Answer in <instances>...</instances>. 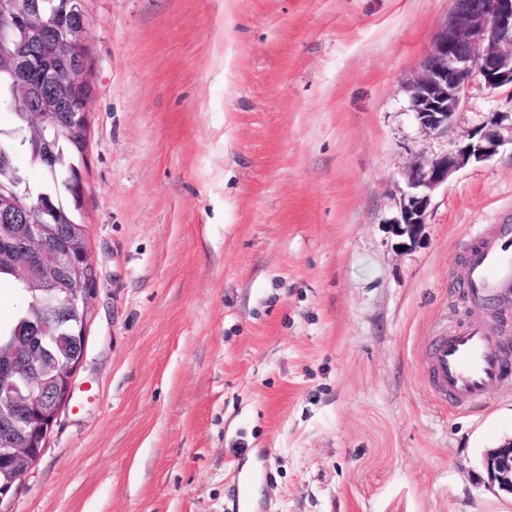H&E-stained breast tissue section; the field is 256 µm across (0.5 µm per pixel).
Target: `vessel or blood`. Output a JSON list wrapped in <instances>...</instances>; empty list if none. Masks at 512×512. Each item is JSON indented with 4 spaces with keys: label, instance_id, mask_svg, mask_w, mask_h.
I'll return each mask as SVG.
<instances>
[{
    "label": "vessel or blood",
    "instance_id": "1",
    "mask_svg": "<svg viewBox=\"0 0 512 512\" xmlns=\"http://www.w3.org/2000/svg\"><path fill=\"white\" fill-rule=\"evenodd\" d=\"M464 288L473 316L436 337L428 357L432 387L453 409L486 398L506 372L505 356L482 314L493 306H512V224H487L473 232Z\"/></svg>",
    "mask_w": 512,
    "mask_h": 512
}]
</instances>
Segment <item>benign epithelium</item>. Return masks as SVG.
I'll list each match as a JSON object with an SVG mask.
<instances>
[{"label":"benign epithelium","instance_id":"7a95c632","mask_svg":"<svg viewBox=\"0 0 512 512\" xmlns=\"http://www.w3.org/2000/svg\"><path fill=\"white\" fill-rule=\"evenodd\" d=\"M88 33V20L50 32L36 12H16L0 3V47L11 54L18 86L28 89L29 80L42 65L40 48L50 40L60 57L78 54ZM479 80L496 90L512 88V0H454V10L435 34L418 74L407 82L409 110L425 133L448 134L466 90ZM38 131L54 127L67 135L71 127L54 122L52 113L38 108L31 97L20 96ZM512 144V125L498 118L472 128L455 148L424 162H412L402 171L404 188L392 232L406 248L424 236L435 192L455 172L497 155ZM0 239L10 243L0 259L12 264L31 288H39L62 313L64 328L57 349L46 350L45 336L58 332V323L37 315L30 333L17 336L7 359H0V473L10 481L0 485V512L12 490L37 463L58 405L70 400L72 380L84 354L69 356L73 339L85 341V323L96 275L80 242L53 240L42 225L1 224ZM488 488L512 496V438L483 454Z\"/></svg>","mask_w":512,"mask_h":512}]
</instances>
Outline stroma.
<instances>
[{"label": "stroma", "mask_w": 512, "mask_h": 512, "mask_svg": "<svg viewBox=\"0 0 512 512\" xmlns=\"http://www.w3.org/2000/svg\"><path fill=\"white\" fill-rule=\"evenodd\" d=\"M79 167L96 273L70 401L9 512H512L477 406L430 390L427 344L469 316L475 225L512 221V148L455 172L425 236L389 226L401 173L512 90L473 82L447 136L406 81L453 0H84Z\"/></svg>", "instance_id": "stroma-1"}]
</instances>
